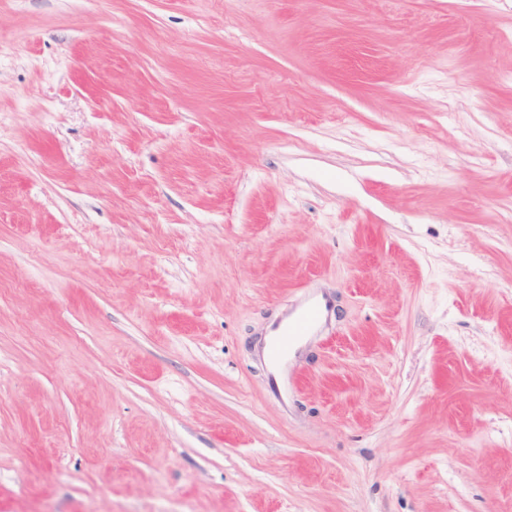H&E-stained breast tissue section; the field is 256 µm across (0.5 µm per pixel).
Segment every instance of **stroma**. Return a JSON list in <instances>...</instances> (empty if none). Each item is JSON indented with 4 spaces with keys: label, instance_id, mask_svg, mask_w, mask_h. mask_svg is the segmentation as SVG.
Masks as SVG:
<instances>
[{
    "label": "stroma",
    "instance_id": "obj_1",
    "mask_svg": "<svg viewBox=\"0 0 512 512\" xmlns=\"http://www.w3.org/2000/svg\"><path fill=\"white\" fill-rule=\"evenodd\" d=\"M0 512H512V0H0ZM325 311H328L327 302L323 303L319 299L308 300L291 320L276 328V333L270 339L269 384L283 402L288 400V395H281L278 382L281 373L288 366L289 353L303 336L321 327Z\"/></svg>",
    "mask_w": 512,
    "mask_h": 512
}]
</instances>
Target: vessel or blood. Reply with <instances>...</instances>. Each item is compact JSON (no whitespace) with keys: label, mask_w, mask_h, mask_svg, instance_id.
I'll list each match as a JSON object with an SVG mask.
<instances>
[{"label":"vessel or blood","mask_w":512,"mask_h":512,"mask_svg":"<svg viewBox=\"0 0 512 512\" xmlns=\"http://www.w3.org/2000/svg\"><path fill=\"white\" fill-rule=\"evenodd\" d=\"M327 309V304L321 300H308L291 320L277 327L275 334L270 339V386H277L283 370L288 365L292 347L303 336L320 328Z\"/></svg>","instance_id":"1"}]
</instances>
